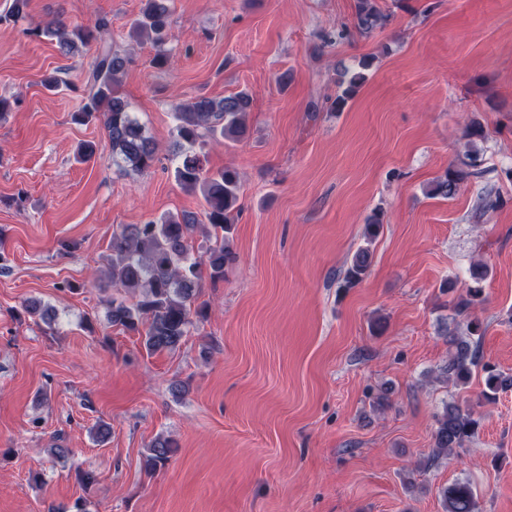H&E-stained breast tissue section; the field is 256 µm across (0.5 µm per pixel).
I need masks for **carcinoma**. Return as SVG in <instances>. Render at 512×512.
<instances>
[{"label": "carcinoma", "instance_id": "obj_1", "mask_svg": "<svg viewBox=\"0 0 512 512\" xmlns=\"http://www.w3.org/2000/svg\"><path fill=\"white\" fill-rule=\"evenodd\" d=\"M170 0H145L139 15L130 23V32L136 37H147L156 47L151 64L163 69L170 63L165 45L173 38L170 28ZM385 15L378 0H356L352 27L344 26L336 32L343 39L351 31L369 34L383 26ZM109 31V21L98 17L86 26L67 30L60 22L49 23L42 31L46 37L57 40L60 50L68 55L98 44L97 54L88 73V96L81 110L75 113L79 122L100 121L106 130L112 149V159L124 164L125 170L141 173L152 167L157 147L145 133L143 126L131 112L129 104L118 92L119 75L131 62V57L103 41ZM361 70H345L341 83L346 85L336 97L334 109L341 110L349 96L365 79ZM252 109L250 94L241 90L220 100L195 96L175 103L176 151L174 174L185 189H200L205 201L204 218L211 226L205 256L195 258L190 251V236L197 223L193 215L177 219L171 215L150 220L144 224L123 227L112 235V255L108 260L107 278L119 296L108 301L112 324L139 333L147 352L174 351L190 328L204 316L196 305L204 280L216 283L224 279V266L235 261L229 246L230 234L240 211L241 183L238 172L230 167L212 171L206 167L203 147L206 140L222 139L237 143L245 139L247 116ZM475 166L473 153L468 161L448 168L436 179L429 194L451 198L460 185L472 175ZM371 265L367 248L358 249L345 271L342 287L353 288L366 276ZM489 269L475 263L469 270L470 284L457 295L454 307L463 315L482 295V284ZM25 311L38 317L48 328H53L51 310L39 301L29 300ZM467 335L448 337V363L445 377L456 386L469 383L473 372H484L481 397L487 402L497 399L499 393L512 389V376L480 365L481 357L475 338L482 336L481 323L470 319ZM478 421L472 409L455 401L444 405L436 418L434 447L431 459L448 456L462 448L473 437ZM174 452L173 441L159 436L147 448L146 466L155 471L166 466ZM445 512H475L474 492L469 482L457 481L441 489Z\"/></svg>", "mask_w": 512, "mask_h": 512}]
</instances>
